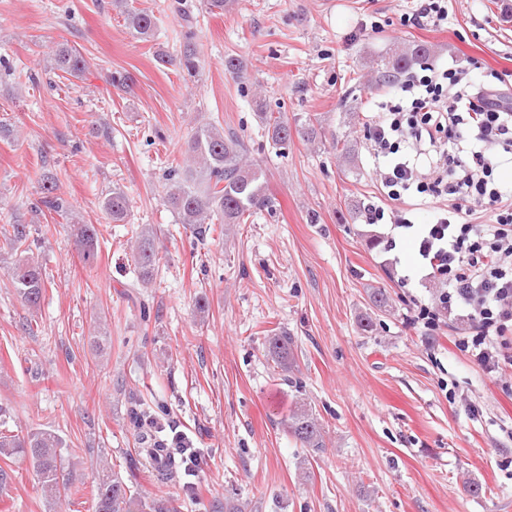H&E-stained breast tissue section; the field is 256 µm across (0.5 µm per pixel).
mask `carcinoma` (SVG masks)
<instances>
[{
  "mask_svg": "<svg viewBox=\"0 0 512 512\" xmlns=\"http://www.w3.org/2000/svg\"><path fill=\"white\" fill-rule=\"evenodd\" d=\"M113 6L124 15L126 27L134 35L146 39L153 34L155 17L152 13L130 7L128 0H113ZM181 21L184 34L179 53L171 55L159 51L156 59L164 65L178 66L191 79L201 69L194 18L183 13ZM432 52L433 47L423 42H410L391 51L381 59L377 69L379 80L386 85L393 83L416 61L430 56ZM55 65L62 73L75 76L84 71L87 60L76 47L64 41L56 50ZM253 106L267 136L276 144H288L292 139L288 119L267 111L265 100L260 97L254 98ZM247 152L246 145L235 132L226 131L212 122H202L183 143L184 162L164 170V202L177 214L180 223L191 226L197 237L206 238L215 223L239 224L245 217L272 206L266 194L265 172L259 164L248 160ZM40 193L42 206L62 218L67 217L68 205L57 195L54 178L42 180ZM101 206L112 222L123 223L130 211V200L121 188L115 187L105 195ZM70 231L81 262L93 266L98 258L95 226L72 224ZM31 236L29 224H12L3 232L6 245L18 254L13 268L15 291L23 305L35 311L40 307L46 285L42 265L30 255ZM162 249L155 226L142 225L132 246L137 282L143 285L153 282ZM293 346L292 337L285 331L268 338L272 360L285 373L296 367ZM9 419V410L0 405V458L29 457L44 496L51 500L61 498L62 493L69 489V482L76 478V473L71 471L69 481H63L65 440L51 429L15 432L9 429ZM128 419L146 445L143 449L146 457L164 456V466L158 470V479L163 483L173 480L184 466L182 449L159 439L158 419L146 414L138 405L128 408ZM286 428L308 451L317 454L325 448L323 425L307 403H297L288 417ZM94 495L95 512H167L165 504L131 493L129 487L105 466L97 474Z\"/></svg>",
  "mask_w": 512,
  "mask_h": 512,
  "instance_id": "cac0c4a2",
  "label": "carcinoma"
}]
</instances>
